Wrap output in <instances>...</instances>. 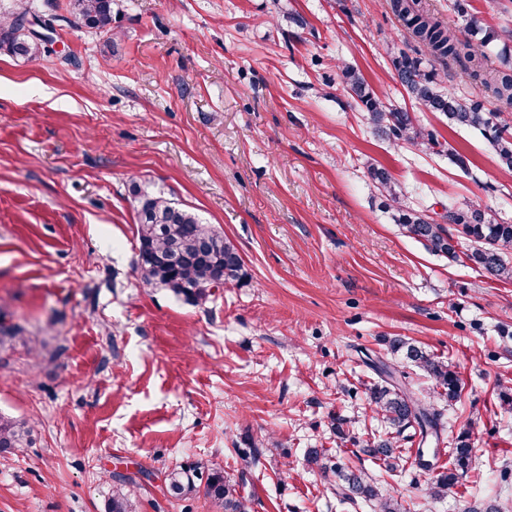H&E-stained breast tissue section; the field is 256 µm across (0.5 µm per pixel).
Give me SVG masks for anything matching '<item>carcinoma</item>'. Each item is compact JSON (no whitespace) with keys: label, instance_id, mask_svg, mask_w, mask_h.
I'll use <instances>...</instances> for the list:
<instances>
[{"label":"carcinoma","instance_id":"carcinoma-1","mask_svg":"<svg viewBox=\"0 0 512 512\" xmlns=\"http://www.w3.org/2000/svg\"><path fill=\"white\" fill-rule=\"evenodd\" d=\"M70 6L76 24L112 33V0H71ZM455 7L465 21L460 32L424 9L420 0H391L393 13L408 30L418 51L441 66L443 73L454 72L465 77L478 89L479 97L461 102L444 90L437 69L423 68L420 57L400 52L392 57V66L414 103L429 112L442 114L452 126L481 130L494 148L503 171L512 175V121L508 118L512 113V47L507 43L512 31L482 26L468 14L465 0H455ZM36 16L31 4L21 0L15 11L1 18L0 51L25 58L40 54L43 42L28 33V24ZM496 41L502 42L500 66L490 68L484 62V49ZM341 80L344 90L360 105L365 120L380 138L432 153L442 147L434 133L418 128L412 113L387 105L354 68L342 67ZM486 96L496 100L499 108L486 110L483 102ZM369 177L408 237L453 260L459 258V240H466L470 248L464 255L470 264L493 280L512 283V260L508 259L512 255V223L499 222L487 211L470 206H448L437 222L425 211L402 204L386 168L370 167ZM130 190L137 202V269L145 284H159L178 296L199 302L209 296L215 283L242 278L243 258L223 234L146 183L134 181ZM449 224L455 226V232H450ZM389 349L425 372L440 389V400L450 405L458 401L461 383L451 366L402 337L391 339ZM376 369L380 381L369 388L368 406L381 417L389 431L366 441L364 453L384 461L388 470L395 472L404 469L407 463L399 437L409 428L417 429L423 439L437 433L440 412L434 405L411 396L388 365L382 363ZM30 436L31 429L26 423L0 418V451L25 447L31 442ZM451 457L453 467L437 473L427 483L426 493L433 499L447 496L459 476L475 469L476 455L469 434L457 438ZM308 460L322 474H332L338 479L342 499L350 503L369 502L374 512H401V504L380 492L376 479L365 467L348 466L317 448L308 449ZM197 478L199 474L194 471L175 469L167 475L168 490L174 497H186L195 492ZM205 491L224 512H246L236 483L224 471L209 469ZM108 512H132L129 494L121 488L114 490Z\"/></svg>","mask_w":512,"mask_h":512}]
</instances>
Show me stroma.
<instances>
[{
    "mask_svg": "<svg viewBox=\"0 0 512 512\" xmlns=\"http://www.w3.org/2000/svg\"><path fill=\"white\" fill-rule=\"evenodd\" d=\"M31 2L52 43L31 60L0 53V416L32 439L0 453V512H107L121 483L134 512H221L204 488L165 489L172 470L214 466L248 512H371L342 500L311 448L361 463L403 512L512 500L499 399L512 389V283L407 237L367 167L414 207L477 204L508 223L512 176L480 131L408 98L390 55L414 43L389 0H114L108 35L74 25L70 0ZM340 62L468 171L377 137ZM135 180L231 239L245 277L201 303L144 287ZM396 336L462 381L439 464L466 429L477 463L441 500L425 493L419 437L390 474L332 427L338 415L359 442L381 433L367 405L380 360L436 402L425 373L390 353Z\"/></svg>",
    "mask_w": 512,
    "mask_h": 512,
    "instance_id": "35a3bbf8",
    "label": "stroma"
}]
</instances>
